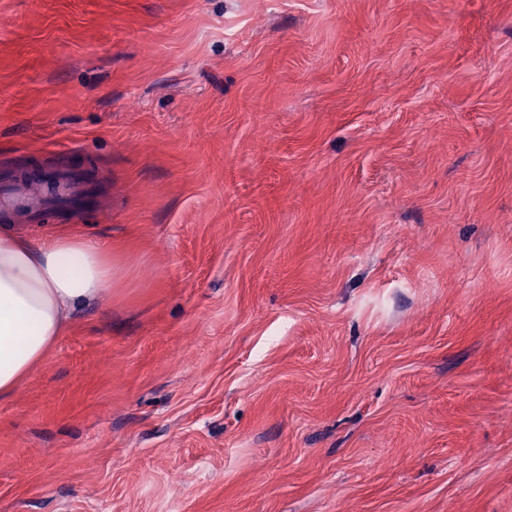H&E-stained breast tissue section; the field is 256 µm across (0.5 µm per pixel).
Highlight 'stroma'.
Here are the masks:
<instances>
[{
  "label": "stroma",
  "mask_w": 512,
  "mask_h": 512,
  "mask_svg": "<svg viewBox=\"0 0 512 512\" xmlns=\"http://www.w3.org/2000/svg\"><path fill=\"white\" fill-rule=\"evenodd\" d=\"M112 246L0 400V512H512V0H0V167ZM93 197V184L84 172L66 166L16 168L0 177V221L44 224L49 218L69 221Z\"/></svg>",
  "instance_id": "obj_1"
}]
</instances>
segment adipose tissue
I'll use <instances>...</instances> for the list:
<instances>
[{
	"label": "adipose tissue",
	"mask_w": 512,
	"mask_h": 512,
	"mask_svg": "<svg viewBox=\"0 0 512 512\" xmlns=\"http://www.w3.org/2000/svg\"><path fill=\"white\" fill-rule=\"evenodd\" d=\"M111 253L86 236L34 241L0 230V398L45 361L72 310L111 292Z\"/></svg>",
	"instance_id": "ef3b65f1"
}]
</instances>
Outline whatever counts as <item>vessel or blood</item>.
Masks as SVG:
<instances>
[{
  "label": "vessel or blood",
  "instance_id": "1",
  "mask_svg": "<svg viewBox=\"0 0 512 512\" xmlns=\"http://www.w3.org/2000/svg\"><path fill=\"white\" fill-rule=\"evenodd\" d=\"M93 195L86 173L65 166H30L0 178V222L41 224L77 216Z\"/></svg>",
  "mask_w": 512,
  "mask_h": 512
}]
</instances>
